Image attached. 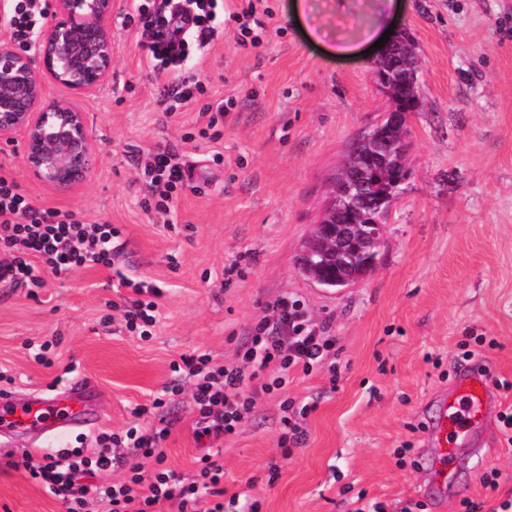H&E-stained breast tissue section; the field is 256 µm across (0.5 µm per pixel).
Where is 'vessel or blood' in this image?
<instances>
[{
    "mask_svg": "<svg viewBox=\"0 0 512 512\" xmlns=\"http://www.w3.org/2000/svg\"><path fill=\"white\" fill-rule=\"evenodd\" d=\"M486 374L474 370L457 379L453 389L437 403L436 415L427 426L434 449L429 459L434 484L447 489L476 426L490 404ZM94 389L80 383L63 396L39 393L19 397L0 393V435H22L35 440L51 437L71 427L93 424Z\"/></svg>",
    "mask_w": 512,
    "mask_h": 512,
    "instance_id": "obj_1",
    "label": "vessel or blood"
}]
</instances>
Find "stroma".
I'll list each match as a JSON object with an SVG mask.
<instances>
[{
  "mask_svg": "<svg viewBox=\"0 0 512 512\" xmlns=\"http://www.w3.org/2000/svg\"><path fill=\"white\" fill-rule=\"evenodd\" d=\"M303 2L296 17L292 0H267L273 17L257 48H239L236 23L225 21L223 36L185 71L205 81V92L168 112L135 29L121 23L129 0H115L112 72L81 101L101 148L89 180L54 193L26 173L21 143L0 145V171L36 205L119 227L124 273L162 291L155 332L143 340L113 308L131 291L111 269L57 275L41 265L42 287L0 288V370L12 378L0 390L62 393L83 381L101 394L93 429L0 446V512H66L60 496L18 468L22 455L92 447L97 433L125 430L134 408L157 397L175 421L167 463L193 474L201 450L192 384L169 394L171 363L203 353L233 361L248 327L284 294L334 337L336 366L289 375V397L316 406L290 458L277 447L276 397L214 443L225 512H238L231 498L243 493L261 512H371L376 504L400 512L419 501L424 512H468L472 502L512 500V445L499 420L512 412V0H402L391 25L413 39L420 74L410 175L375 270L341 290L307 280L296 257L350 144L391 102L362 38L378 19L373 0ZM340 38L354 40L353 53L336 55ZM228 97L236 105L220 139L199 137L203 109ZM160 141L190 167L164 217L139 190L138 161ZM234 262L244 275L228 285L224 268ZM46 341L49 366L34 359ZM467 366L487 371L494 400L479 451L463 458L443 495L428 478L424 430L438 394ZM272 462L280 466L274 481ZM493 473L494 489L483 483Z\"/></svg>",
  "mask_w": 512,
  "mask_h": 512,
  "instance_id": "35a3bbf8",
  "label": "stroma"
}]
</instances>
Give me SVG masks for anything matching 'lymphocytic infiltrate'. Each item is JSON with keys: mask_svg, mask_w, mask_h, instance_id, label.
<instances>
[{"mask_svg": "<svg viewBox=\"0 0 512 512\" xmlns=\"http://www.w3.org/2000/svg\"><path fill=\"white\" fill-rule=\"evenodd\" d=\"M260 5V0H236L230 8L224 0H131L122 23L138 25L136 46L150 73L168 77L162 98L166 111H177L190 99L183 69L192 52H205L219 38L225 19L237 22L239 46L260 45V32L266 27ZM48 7V0H11L0 23L23 51L35 49ZM187 172L171 145L160 143L149 152L142 184L157 212H169ZM119 235L112 224L36 206L15 179L0 174V250L8 254L0 260V288L41 286L35 267L39 261L57 275L77 267L111 266V244ZM118 285L133 292L122 312L126 330L149 339L157 323L160 289L123 274ZM267 309L234 362L216 365L201 354L181 357L172 367L193 382L191 428L205 449L196 479L185 480L166 464L161 443L170 435L173 421L164 415L165 402L158 397L134 409L136 421L124 432L100 433L91 448L24 454L23 469L62 496L67 512H89L93 502L106 512H162L168 502L176 504L177 512H224V467L208 454V447L237 432L264 397L276 396L281 410L278 445L282 458H289L293 447L305 439L300 420L310 409L295 408L287 397L288 374L311 373L334 345L332 337L311 326L300 300L284 295ZM144 459L152 460L150 471H143ZM117 470L125 471V478L111 481ZM206 494L213 496V503L204 504Z\"/></svg>", "mask_w": 512, "mask_h": 512, "instance_id": "lymphocytic-infiltrate-1", "label": "lymphocytic infiltrate"}]
</instances>
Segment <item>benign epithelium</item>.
Here are the masks:
<instances>
[{
  "mask_svg": "<svg viewBox=\"0 0 512 512\" xmlns=\"http://www.w3.org/2000/svg\"><path fill=\"white\" fill-rule=\"evenodd\" d=\"M114 0H54L50 24L38 39L37 58L0 42V144L20 138L24 166L29 176L44 186L69 193L81 186L96 168L100 148L88 128L78 99L97 90L112 71ZM393 53L376 57L380 85L393 93L406 82L417 91V76L403 72L401 56H413L412 47L389 45ZM69 88L74 98L45 99V82ZM408 113L395 107L363 134L359 172L333 181L325 216L316 224L315 236L333 258L353 259L364 254L378 257L386 211L398 199L403 181L393 184V195L380 198L361 172L387 173L408 138Z\"/></svg>",
  "mask_w": 512,
  "mask_h": 512,
  "instance_id": "1",
  "label": "benign epithelium"
}]
</instances>
